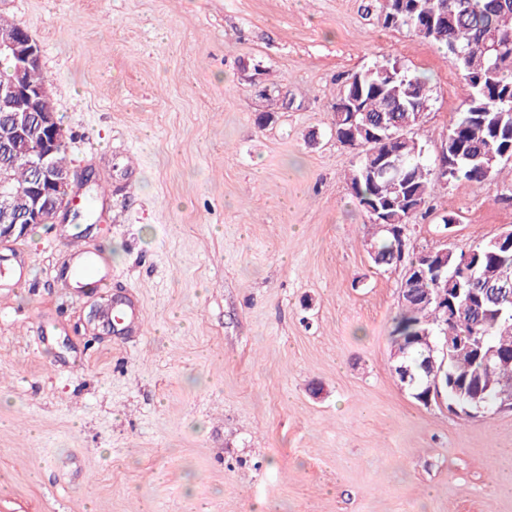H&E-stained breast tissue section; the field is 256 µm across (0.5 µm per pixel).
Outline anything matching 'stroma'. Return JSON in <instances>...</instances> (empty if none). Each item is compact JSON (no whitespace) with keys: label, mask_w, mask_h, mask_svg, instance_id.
<instances>
[{"label":"stroma","mask_w":512,"mask_h":512,"mask_svg":"<svg viewBox=\"0 0 512 512\" xmlns=\"http://www.w3.org/2000/svg\"><path fill=\"white\" fill-rule=\"evenodd\" d=\"M43 49L79 222L33 224L0 288V512H512V412L417 402L390 360L401 270L376 267L347 73L431 87L434 158L462 109L445 49L360 0H0ZM512 163L437 191L415 253L512 226ZM453 215L454 224L442 218ZM112 272L63 285L68 244ZM134 301L140 333L106 330ZM6 274L8 275L10 280L9 288H13L14 286L23 282L26 279V257L24 254V250L21 246H16L14 249H12L10 255L8 256L1 255V288L2 286H6L8 284L2 283V280L5 278Z\"/></svg>","instance_id":"35a3bbf8"}]
</instances>
